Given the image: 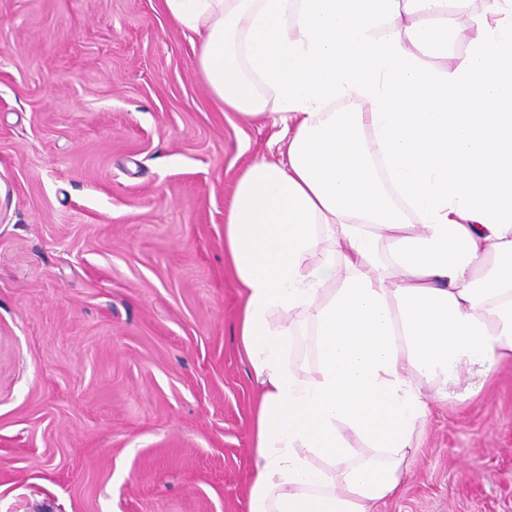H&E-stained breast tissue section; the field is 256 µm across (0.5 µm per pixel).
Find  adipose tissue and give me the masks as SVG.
<instances>
[{"instance_id":"adipose-tissue-1","label":"adipose tissue","mask_w":512,"mask_h":512,"mask_svg":"<svg viewBox=\"0 0 512 512\" xmlns=\"http://www.w3.org/2000/svg\"><path fill=\"white\" fill-rule=\"evenodd\" d=\"M469 3L164 0L221 111L280 125L224 213L261 387L249 512H378L430 402L512 359V0ZM295 312L315 360L289 355Z\"/></svg>"}]
</instances>
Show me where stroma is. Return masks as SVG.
Returning a JSON list of instances; mask_svg holds the SVG:
<instances>
[{
    "mask_svg": "<svg viewBox=\"0 0 512 512\" xmlns=\"http://www.w3.org/2000/svg\"><path fill=\"white\" fill-rule=\"evenodd\" d=\"M163 0H0V512H248L259 396L219 111ZM381 512H512V363L433 403Z\"/></svg>",
    "mask_w": 512,
    "mask_h": 512,
    "instance_id": "obj_1",
    "label": "stroma"
}]
</instances>
